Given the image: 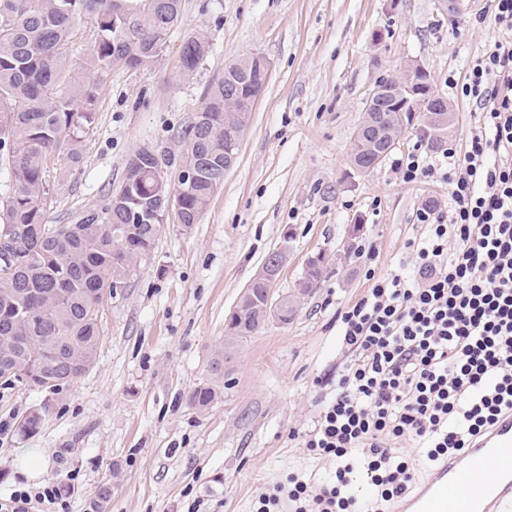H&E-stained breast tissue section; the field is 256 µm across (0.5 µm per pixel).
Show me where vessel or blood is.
<instances>
[{
	"mask_svg": "<svg viewBox=\"0 0 512 512\" xmlns=\"http://www.w3.org/2000/svg\"><path fill=\"white\" fill-rule=\"evenodd\" d=\"M394 512H512V412L438 462Z\"/></svg>",
	"mask_w": 512,
	"mask_h": 512,
	"instance_id": "obj_1",
	"label": "vessel or blood"
}]
</instances>
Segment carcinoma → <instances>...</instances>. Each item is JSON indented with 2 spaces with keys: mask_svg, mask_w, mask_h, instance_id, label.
<instances>
[{
  "mask_svg": "<svg viewBox=\"0 0 512 512\" xmlns=\"http://www.w3.org/2000/svg\"><path fill=\"white\" fill-rule=\"evenodd\" d=\"M182 0H0V157L14 175L0 201V229L22 247L15 273L0 277V379L54 392L85 374L100 343L99 288L127 284L126 273L147 259L161 225L154 215L152 171L141 170L130 187L113 191L78 224H46L48 162L79 161V135L95 119L97 87L112 69L147 67L157 60L169 32L181 19ZM91 23L96 38L85 62L91 79L76 76L72 38L79 21ZM208 45L194 37L183 44L182 63L194 71ZM410 105L388 98L384 111L372 108L362 124L372 136L416 126L434 146L436 104L429 92ZM201 111L209 118L206 150L224 155V81L206 92ZM353 163L369 167L376 155L355 137ZM213 189L195 180L183 194L184 217L192 224ZM243 320L229 321L227 337L240 341L264 322L260 311L240 300Z\"/></svg>",
  "mask_w": 512,
  "mask_h": 512,
  "instance_id": "obj_1",
  "label": "carcinoma"
}]
</instances>
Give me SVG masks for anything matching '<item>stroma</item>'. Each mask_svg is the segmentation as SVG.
Returning a JSON list of instances; mask_svg holds the SVG:
<instances>
[{
    "label": "stroma",
    "mask_w": 512,
    "mask_h": 512,
    "mask_svg": "<svg viewBox=\"0 0 512 512\" xmlns=\"http://www.w3.org/2000/svg\"><path fill=\"white\" fill-rule=\"evenodd\" d=\"M191 36L208 53L187 76L181 54ZM497 36L490 0H182L157 61L113 69L102 83L79 165L63 180L59 162L50 164L45 223L68 224L102 204L142 146L169 158L177 184L184 131L225 66L260 55L269 78L198 223L169 211L149 259L102 302L94 367L56 393L0 383V501L67 483L74 491L55 512H252L288 474L333 480L335 463L311 458L291 435L312 428L348 360L336 312L372 286L359 249L374 246L376 274H413L406 244L426 234L418 210L448 203L440 177L406 183L394 165L418 145L415 130L374 170L353 165L365 103L379 81L423 66L455 113L441 144L423 150L428 163L446 164L475 126L461 87ZM282 249L275 296L294 294L317 255L320 283L291 321L267 320L227 344L244 287ZM204 387L216 397L201 409L190 396ZM34 410L44 413L40 427L20 435ZM30 453L43 459L33 479L17 469Z\"/></svg>",
    "instance_id": "1"
}]
</instances>
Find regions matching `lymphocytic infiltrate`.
Instances as JSON below:
<instances>
[{
	"mask_svg": "<svg viewBox=\"0 0 512 512\" xmlns=\"http://www.w3.org/2000/svg\"><path fill=\"white\" fill-rule=\"evenodd\" d=\"M491 5L504 35L462 86L477 125L441 174L449 206L419 210L414 275L367 270L368 294L336 316L350 360L302 435L310 456L335 461V479L289 475L287 493L261 495L256 512L286 500L295 512H362L358 482L390 502L416 482L396 443L433 463L512 411V0Z\"/></svg>",
	"mask_w": 512,
	"mask_h": 512,
	"instance_id": "f902f5d3",
	"label": "lymphocytic infiltrate"
}]
</instances>
